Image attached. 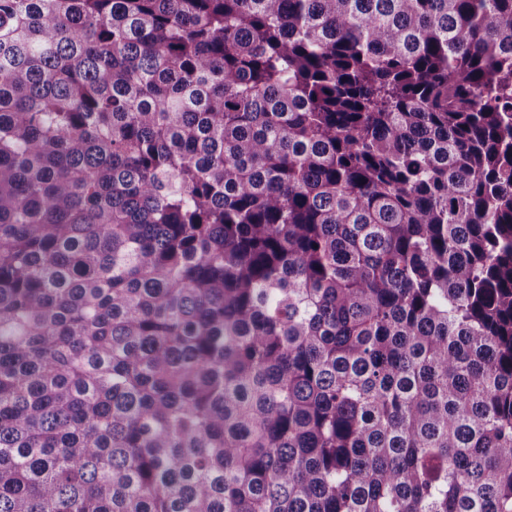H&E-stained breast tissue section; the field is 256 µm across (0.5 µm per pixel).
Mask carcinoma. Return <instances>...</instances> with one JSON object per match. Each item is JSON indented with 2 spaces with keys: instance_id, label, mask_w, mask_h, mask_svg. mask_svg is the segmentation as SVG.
<instances>
[{
  "instance_id": "1",
  "label": "carcinoma",
  "mask_w": 512,
  "mask_h": 512,
  "mask_svg": "<svg viewBox=\"0 0 512 512\" xmlns=\"http://www.w3.org/2000/svg\"><path fill=\"white\" fill-rule=\"evenodd\" d=\"M0 512H512V0H0Z\"/></svg>"
}]
</instances>
